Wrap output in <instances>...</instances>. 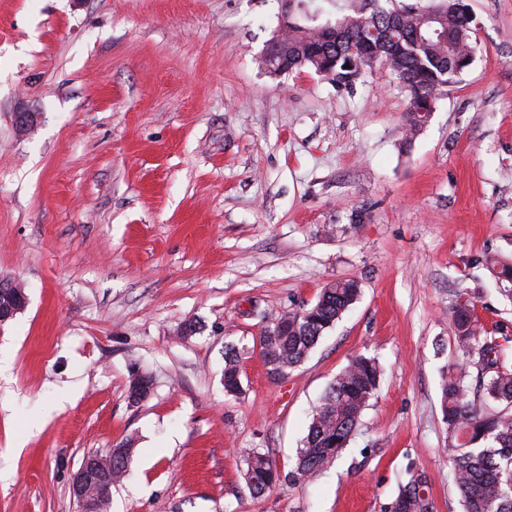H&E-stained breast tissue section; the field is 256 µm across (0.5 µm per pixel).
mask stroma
<instances>
[{"instance_id":"stroma-1","label":"stroma","mask_w":512,"mask_h":512,"mask_svg":"<svg viewBox=\"0 0 512 512\" xmlns=\"http://www.w3.org/2000/svg\"><path fill=\"white\" fill-rule=\"evenodd\" d=\"M466 2L475 61L409 140L385 67L350 86L259 67L281 0H0V278L28 296L0 325V512H78L84 456L128 438L109 512H389L414 472L431 512H462L448 308L464 293L512 328L476 264L512 263V0ZM343 279L357 302L271 379L261 328ZM358 355L382 374L350 444L253 496L247 455L288 473ZM239 352L235 348L229 349L224 357V392L234 396L241 392L242 382L239 367Z\"/></svg>"}]
</instances>
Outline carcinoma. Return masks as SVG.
I'll return each instance as SVG.
<instances>
[{
  "label": "carcinoma",
  "instance_id": "1",
  "mask_svg": "<svg viewBox=\"0 0 512 512\" xmlns=\"http://www.w3.org/2000/svg\"><path fill=\"white\" fill-rule=\"evenodd\" d=\"M388 2L395 0H360L352 13L333 21L332 40L313 24V16L306 14L301 21L290 5L270 40L274 58L263 56L261 64L275 75L308 67L344 85L384 65L409 96L405 122L414 134L434 111L443 88L456 82L473 62L471 19L464 0H416L399 7H388ZM431 14L439 17L445 38L425 33ZM354 60L356 68H345ZM482 264L509 284L504 292L512 296V264L500 265L491 257ZM358 293L356 281H336L322 289L311 307L285 313L264 327L258 342L269 374L287 378ZM449 316L459 363L444 381L442 407L456 488L464 512H512V371L505 365L512 334L503 324L482 327L469 297H458ZM471 365L484 378L479 404L469 399L466 377ZM379 382L376 359L357 356L350 361L314 408L288 479L299 480L333 463L349 444ZM241 390L239 352L231 348L224 357V392L234 396ZM132 451L128 441L112 449V481L123 478ZM245 463L244 476L254 496L266 495L280 482V473L266 454L254 452ZM421 478L418 474L402 487L393 512H429Z\"/></svg>",
  "mask_w": 512,
  "mask_h": 512
}]
</instances>
